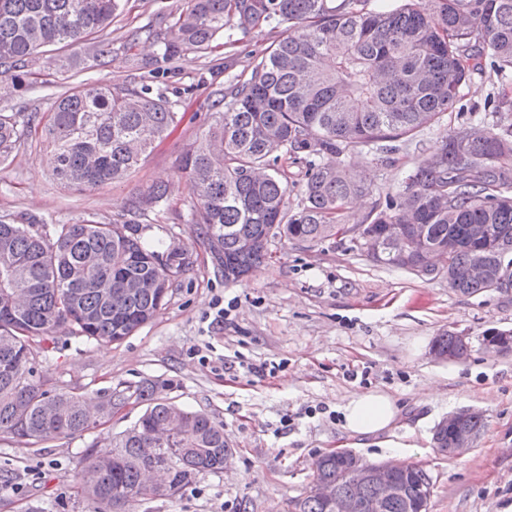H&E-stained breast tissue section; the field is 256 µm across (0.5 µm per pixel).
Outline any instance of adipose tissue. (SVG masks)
<instances>
[{"label": "adipose tissue", "mask_w": 512, "mask_h": 512, "mask_svg": "<svg viewBox=\"0 0 512 512\" xmlns=\"http://www.w3.org/2000/svg\"><path fill=\"white\" fill-rule=\"evenodd\" d=\"M400 409L388 394L370 390L355 394L343 407V428L352 435L378 436L392 431Z\"/></svg>", "instance_id": "adipose-tissue-1"}]
</instances>
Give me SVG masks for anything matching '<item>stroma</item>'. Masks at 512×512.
I'll list each match as a JSON object with an SVG mask.
<instances>
[{
  "instance_id": "1",
  "label": "stroma",
  "mask_w": 512,
  "mask_h": 512,
  "mask_svg": "<svg viewBox=\"0 0 512 512\" xmlns=\"http://www.w3.org/2000/svg\"><path fill=\"white\" fill-rule=\"evenodd\" d=\"M184 4L122 0V13L109 28L112 55L83 78L137 87L142 72L122 48L128 34ZM280 34L267 26L242 40L229 70L221 67L223 50L189 55L173 79L176 86L194 88L179 106L181 123L122 182L91 191L61 187L38 134L0 165V218L6 220L24 215L71 224L92 214L104 223L120 222L132 196L165 182L170 199L150 215L151 232L175 236L193 259L165 307L132 336L119 344L78 342L68 326H58L40 343L38 369L51 385L92 406L105 390L169 380V402L223 423L231 455L220 473L197 477L173 497L139 501L132 512H294L312 484L316 461L344 448L368 463L421 465L432 480L429 512H512V352L494 355L483 346L489 330L512 331V290L458 295L446 279L428 281L375 263L351 235L312 246L274 240L270 261L243 282L228 284L192 231L193 203L179 160L211 123L215 95ZM72 54L45 48L31 63L32 89L0 98V112L47 111L79 81L66 69ZM505 93L512 95V73L486 69L472 75L438 125L397 142L392 151L349 152L348 161L360 166L370 186L352 203L353 219L401 192L417 163L437 152L442 134L470 124L498 134L512 131V110L490 107ZM219 305L225 315L217 324ZM446 332L467 336L471 352L465 360L434 358L431 344ZM376 389L400 408L399 449L343 432L341 406L354 393ZM463 409L481 412L485 426L463 455H443L433 431ZM143 411V405L128 404L76 438L26 444L0 437V475L8 479L0 486V512H28L37 500L50 512H88L76 480L83 450L91 444L106 448Z\"/></svg>"
}]
</instances>
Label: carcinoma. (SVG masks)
<instances>
[{"instance_id": "carcinoma-1", "label": "carcinoma", "mask_w": 512, "mask_h": 512, "mask_svg": "<svg viewBox=\"0 0 512 512\" xmlns=\"http://www.w3.org/2000/svg\"><path fill=\"white\" fill-rule=\"evenodd\" d=\"M119 8L120 0H0V76L24 93L40 49L87 41L92 53L74 54L71 69L79 74L104 64L112 55L104 31ZM265 26L284 36L211 102L213 122L181 159L194 199L190 224L226 283L243 281L271 259L278 236L317 243L349 223V204L368 187L347 168L348 151H391L392 143L439 123L472 74L487 65L500 74L512 70V0H403L394 9L372 8L370 0H187L131 34L130 51L143 37L156 46L140 61V87L84 82L56 97L44 117L24 107L0 113V164L41 126L63 187L93 190L127 178L179 125L180 98L193 93L177 88L172 100L153 84L175 73L186 54L232 48ZM279 151L309 161L295 211ZM511 160L512 140L483 126L442 135L440 154L416 165L403 192L361 220L381 247L373 261L412 272L418 259L436 253L452 291L491 290L502 263H512ZM168 195L164 183L147 186L131 200V219L112 224L91 215L51 226L23 216L0 220V435L32 444L81 436L132 398L146 405L110 449L92 446L83 454L78 484L94 512H130L142 498L172 497L198 476L224 469V425L165 400L171 381L110 390L93 416L78 395L47 389L37 368L35 339L60 323L76 339L118 344L167 304L190 260L147 239L150 225L140 219ZM393 224L404 225L406 257L387 244ZM484 225L494 238L472 239L470 229ZM475 262L486 276L463 277ZM176 409L181 439L161 454L170 463L169 484L149 487L142 473L152 461L143 449L156 447L155 431ZM484 427L483 416L468 410L452 430L435 434L436 448L444 453L451 435H478ZM425 476L421 466L408 465L401 495L381 512H419ZM314 480H331L341 493L357 488L337 458H327Z\"/></svg>"}]
</instances>
